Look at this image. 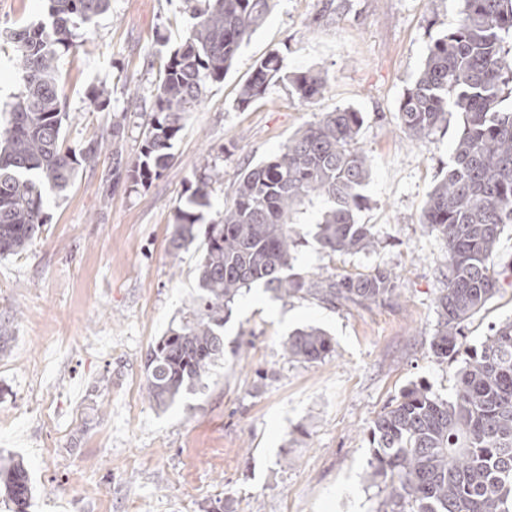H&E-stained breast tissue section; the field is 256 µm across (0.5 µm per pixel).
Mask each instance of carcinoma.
<instances>
[{
    "label": "carcinoma",
    "instance_id": "1",
    "mask_svg": "<svg viewBox=\"0 0 512 512\" xmlns=\"http://www.w3.org/2000/svg\"><path fill=\"white\" fill-rule=\"evenodd\" d=\"M48 17L5 32L15 52L22 89L0 122V256L24 252L48 214L44 191L68 190L79 170L97 164L105 139L64 145L67 118L59 84L62 54L77 47L78 30L108 11L110 0H47ZM195 22L166 57L146 111L143 144L127 166L137 186L161 176L184 122L207 87L224 80L242 43L269 16L273 0H184ZM457 27L429 48L424 66L402 96L398 117L414 138H426L447 122L453 101L462 123L448 173L432 188L422 223L448 248L445 287L436 299L438 329L430 342L439 362L462 360L455 396L448 401L425 385L392 400L373 421L370 477L388 490L392 512H512V321L500 324L476 348L465 345V322L485 306L512 263L495 262L497 245L512 224V0H464ZM285 82L308 103L328 85L320 69L287 73L270 53L241 86L242 108ZM127 111L112 113V152L119 147ZM361 112H327L301 128L276 153L246 167L232 202L206 225L196 265L195 308L153 346L145 363L147 395L167 409L201 385L224 357V312L244 288L262 283L278 298L310 296L327 304L377 305L395 291L391 271L345 276L288 274L298 245L291 214L314 197L331 206L319 223L318 242L329 253L375 247L369 224L356 213L369 177L358 146ZM213 166L204 162L188 195L174 208L171 254L197 238L211 208ZM288 356L317 361L334 351L320 328L296 331L285 342ZM0 488L15 512H27L32 487L24 463L0 458Z\"/></svg>",
    "mask_w": 512,
    "mask_h": 512
}]
</instances>
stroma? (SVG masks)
Instances as JSON below:
<instances>
[{
    "mask_svg": "<svg viewBox=\"0 0 512 512\" xmlns=\"http://www.w3.org/2000/svg\"><path fill=\"white\" fill-rule=\"evenodd\" d=\"M463 6L275 0L187 120L162 176L144 187L113 183L107 149L66 193L46 191L49 224L22 254L0 256V328L9 336L0 347V455L24 461L28 512H379L387 491L369 477L373 420L414 384L451 398L458 369L429 356L448 253L421 214L448 172L461 117L449 110L447 124L416 139L397 109ZM192 23L183 0H111L59 62L66 144L110 135L112 112L127 109L131 92L149 99L162 58ZM274 50L285 72L326 71V91L302 105L279 83L238 108L239 87ZM102 84L111 107L95 111L87 93ZM345 107L364 117L358 145L371 170L357 219L372 226L377 245L326 254L315 233L328 203L316 198L294 216L300 240L290 271L384 267L393 296L364 308L281 299L260 284L244 290L224 315V356L203 388L158 409L147 398L145 361L197 293L200 249L176 258L169 241L173 208L203 156L218 173V212L243 169ZM509 318L506 286L467 321V345L480 346ZM311 326L330 335L334 352L316 362L290 358L285 341Z\"/></svg>",
    "mask_w": 512,
    "mask_h": 512,
    "instance_id": "obj_1",
    "label": "stroma"
}]
</instances>
